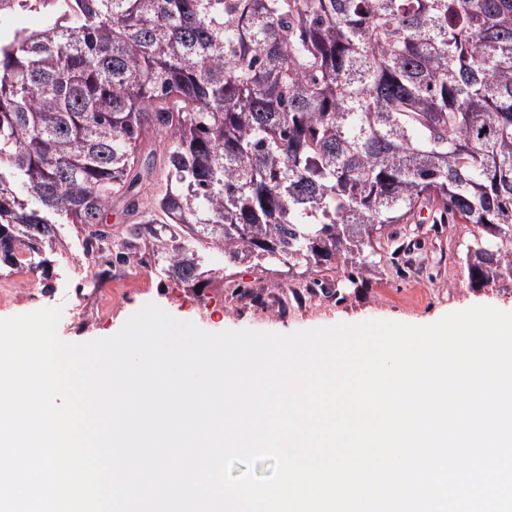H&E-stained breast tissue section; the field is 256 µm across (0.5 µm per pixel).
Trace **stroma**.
<instances>
[{
  "label": "stroma",
  "instance_id": "1",
  "mask_svg": "<svg viewBox=\"0 0 512 512\" xmlns=\"http://www.w3.org/2000/svg\"><path fill=\"white\" fill-rule=\"evenodd\" d=\"M391 230L392 237L378 244L371 268L353 278L339 269L321 268L298 279L282 264L243 263L193 288L152 273L148 286L118 293L111 308L104 309L84 285L87 270L78 240L85 227L61 224L52 254L54 265L33 281L38 301L0 298V319L58 306L62 309L59 337L84 343L113 336L148 303L214 333L241 329L292 333L367 320L419 325L475 305L512 312V289L475 288L460 264L471 225L440 223L438 208L432 204L423 208L414 223L395 224ZM302 280L320 290L334 288L338 296L333 299L321 292L280 303L282 292Z\"/></svg>",
  "mask_w": 512,
  "mask_h": 512
}]
</instances>
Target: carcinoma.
I'll list each match as a JSON object with an SVG mask.
<instances>
[{"instance_id": "obj_1", "label": "carcinoma", "mask_w": 512, "mask_h": 512, "mask_svg": "<svg viewBox=\"0 0 512 512\" xmlns=\"http://www.w3.org/2000/svg\"><path fill=\"white\" fill-rule=\"evenodd\" d=\"M118 202L121 248L191 287L366 272L430 203L472 225L471 284L512 281V0H0V264L45 269L55 224Z\"/></svg>"}]
</instances>
